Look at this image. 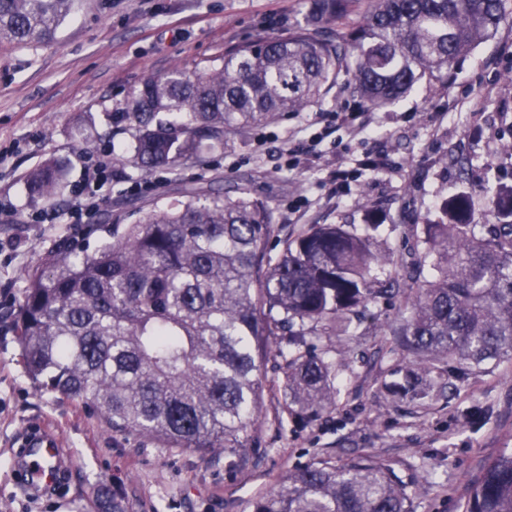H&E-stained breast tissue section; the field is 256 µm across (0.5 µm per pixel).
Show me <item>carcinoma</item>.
<instances>
[{"mask_svg": "<svg viewBox=\"0 0 512 512\" xmlns=\"http://www.w3.org/2000/svg\"><path fill=\"white\" fill-rule=\"evenodd\" d=\"M359 0H313L315 19L339 21ZM74 0H0V39L47 41ZM503 0H370L359 26L330 39L298 29L224 51L192 73L149 78L126 112L132 162L145 172L198 159L240 130L298 112L343 76L382 107L448 70L497 33ZM32 197L53 200L62 183L49 158L26 176ZM425 225L418 286L390 330L409 359L391 384L423 400L442 362L465 369L512 360V197L496 223H471L468 197L442 202ZM273 231L266 199L238 188L183 191L135 224L109 229L89 253L62 249L28 274L13 321L36 391L76 401L112 431L247 461L259 421L271 345L282 359V411L313 420L335 404L336 371L307 337L344 336L357 309L389 292L378 275L391 259L370 235L314 224L265 250ZM97 512H128L117 487L96 493ZM252 512H410L409 496L381 460L320 459L288 471ZM463 512H512V450L489 458L467 488Z\"/></svg>", "mask_w": 512, "mask_h": 512, "instance_id": "carcinoma-1", "label": "carcinoma"}]
</instances>
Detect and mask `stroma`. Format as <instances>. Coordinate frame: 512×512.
Returning a JSON list of instances; mask_svg holds the SVG:
<instances>
[{
    "label": "stroma",
    "instance_id": "stroma-1",
    "mask_svg": "<svg viewBox=\"0 0 512 512\" xmlns=\"http://www.w3.org/2000/svg\"><path fill=\"white\" fill-rule=\"evenodd\" d=\"M314 25L312 0H76L53 39L0 42V512H95L106 481L122 488L130 512H250L288 470L360 455L389 465L411 512H463L468 483L488 458L512 449L511 362L465 372L439 364L450 389L419 402L385 390L407 364L389 334L413 286L404 276L399 293L370 304L352 335L310 337L336 362V405L320 419L277 420L283 374L269 355L263 415L241 469L114 433L81 405L38 393L25 371L9 313L28 273L60 248L96 250L109 223H135L140 210L185 188L230 195L246 185L266 198L273 255L313 224L358 234L371 224L373 250L410 266L424 250L425 225L459 194L470 196L475 223L490 222V201L512 188V10L447 82L423 83L357 121L336 118L356 103L340 77L302 111L202 149L199 162L152 173L132 165L124 110L143 81ZM80 140L87 154L76 150ZM366 154L380 157L382 171L360 166ZM49 158L64 182L47 204L31 197L26 175ZM36 427L54 431L62 448L63 479L45 494L31 493L16 459Z\"/></svg>",
    "mask_w": 512,
    "mask_h": 512
}]
</instances>
